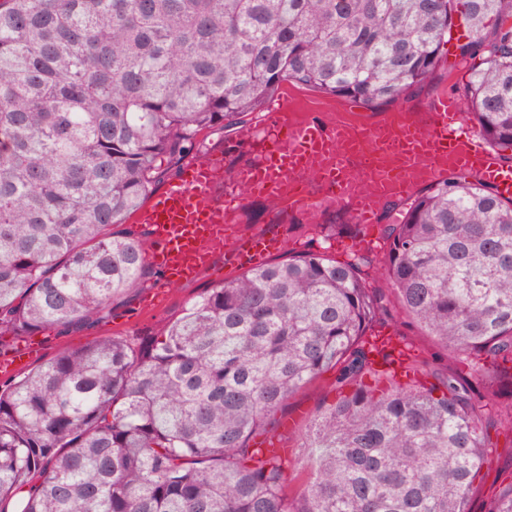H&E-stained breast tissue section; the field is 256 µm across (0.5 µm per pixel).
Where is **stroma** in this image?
<instances>
[{
    "label": "stroma",
    "mask_w": 512,
    "mask_h": 512,
    "mask_svg": "<svg viewBox=\"0 0 512 512\" xmlns=\"http://www.w3.org/2000/svg\"><path fill=\"white\" fill-rule=\"evenodd\" d=\"M457 46H450L441 61L423 85L410 89L401 99L370 109L361 108L357 117L363 122H371L387 113H397L405 109H419L424 106L438 89L459 94L463 83L450 78V64L457 54ZM359 227L349 211L324 212L317 225L299 223L296 216L286 215L284 210L273 209L268 203L257 200L246 206L244 222L240 228L242 235L257 231H273L288 241V248L280 253V260L298 257L308 251H327L330 258L344 261L345 256L335 249L336 242L355 237ZM368 267L362 268L369 290L381 297L383 309L377 318L376 326L389 329L407 338L415 347L419 367L428 373H444L454 368L455 360L449 356L432 337L426 336L412 324L401 311L395 298L391 281L385 271L384 253L380 250L369 252ZM242 268L231 269L224 259H217L214 268L202 271L194 280L184 282L165 295L163 303L153 307L148 303L151 289H143L126 303L114 306L104 322L76 332L45 330L37 333V340L46 344L45 358L54 357L60 350L78 348L101 337H118L126 340L131 348L140 350L151 344L167 327L184 312L185 308L205 289L214 287L224 280L242 275ZM333 372H326L308 382L293 395L275 428L274 439L278 447L284 448V468L288 477L287 493L295 495L309 478L307 466L308 451L306 424L316 409L331 401L335 393L331 388ZM507 428L494 427L489 431L493 447L489 452L490 463L484 467V478L471 498V512H486V503L501 480L512 474V450L506 446Z\"/></svg>",
    "instance_id": "1"
}]
</instances>
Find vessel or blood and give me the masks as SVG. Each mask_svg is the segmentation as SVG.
Here are the masks:
<instances>
[{
  "label": "vessel or blood",
  "instance_id": "obj_1",
  "mask_svg": "<svg viewBox=\"0 0 512 512\" xmlns=\"http://www.w3.org/2000/svg\"><path fill=\"white\" fill-rule=\"evenodd\" d=\"M297 110L290 95L273 98L224 150L189 158L177 178L135 211V223L149 230L154 244L149 259L165 271L168 284L194 278L220 257L252 267L284 248V239L268 232L225 246L223 227L236 223L248 195L298 209L311 223L323 210H349L364 226L362 238L347 244L352 252L376 248L378 209L419 188L411 174L419 157L428 159L429 177L457 171L512 197V167L489 154L460 101L446 90L433 94L419 126L390 116L361 126L340 112L316 120ZM41 353L34 340L2 353L0 373L18 371Z\"/></svg>",
  "mask_w": 512,
  "mask_h": 512
}]
</instances>
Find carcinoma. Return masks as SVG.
<instances>
[{
  "label": "carcinoma",
  "mask_w": 512,
  "mask_h": 512,
  "mask_svg": "<svg viewBox=\"0 0 512 512\" xmlns=\"http://www.w3.org/2000/svg\"><path fill=\"white\" fill-rule=\"evenodd\" d=\"M458 18L461 55L482 58L464 104L512 145V0H0V333L81 330L143 288L142 238L113 227L201 132L286 82L394 101ZM383 238L411 320L475 372L512 363V200L438 180ZM378 311L356 263L308 252L207 289L140 355L62 350L0 385V503L27 486L21 512H468L484 406L458 373L374 352ZM331 369L290 498L262 444ZM487 512H512V480Z\"/></svg>",
  "instance_id": "carcinoma-1"
}]
</instances>
